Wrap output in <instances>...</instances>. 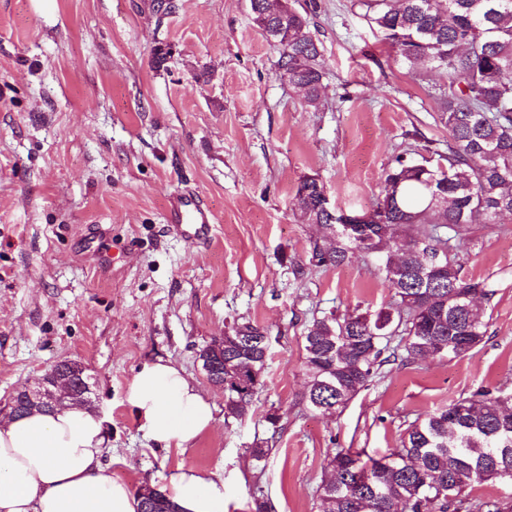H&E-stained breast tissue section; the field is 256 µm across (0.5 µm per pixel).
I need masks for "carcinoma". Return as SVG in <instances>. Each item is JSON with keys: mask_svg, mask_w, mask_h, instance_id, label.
<instances>
[{"mask_svg": "<svg viewBox=\"0 0 512 512\" xmlns=\"http://www.w3.org/2000/svg\"><path fill=\"white\" fill-rule=\"evenodd\" d=\"M253 22L280 53L288 82L308 101L320 97L324 69L307 15L287 0H249ZM371 23L411 67L446 73L440 120L448 128L441 162L395 158L383 174L384 196L357 234L322 206L324 185L303 179L296 206L324 230L314 244L319 266L375 254L393 303L313 320L304 341L303 400L321 413L345 408L389 362L427 354L450 359L477 348L486 323L467 296L494 290L468 279L452 241L475 224L512 220V0H360ZM263 328L237 324L213 338L199 358L224 367V416L245 418L269 357ZM512 395L478 390L412 422L401 445L378 459L338 449L321 479L327 512H512L503 500L467 498L490 479L512 482Z\"/></svg>", "mask_w": 512, "mask_h": 512, "instance_id": "cac0c4a2", "label": "carcinoma"}]
</instances>
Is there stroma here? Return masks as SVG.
I'll list each match as a JSON object with an SVG mask.
<instances>
[{"label": "stroma", "mask_w": 512, "mask_h": 512, "mask_svg": "<svg viewBox=\"0 0 512 512\" xmlns=\"http://www.w3.org/2000/svg\"><path fill=\"white\" fill-rule=\"evenodd\" d=\"M312 1L314 103L283 77L249 0H172L169 13L158 0H0V402L58 360L84 362L107 419L103 464L131 490L186 465L223 476L227 512H251L257 485L274 512H323L336 449L378 456L450 401L512 393V229L479 224L454 252L494 291L483 343L382 366L339 413L302 401L313 320L388 306L392 292L376 257L314 264L322 230L300 219L299 184L318 178L331 206L362 214L395 156L448 144L446 74L409 68L358 0L296 6ZM185 189L216 217L208 243L168 226ZM244 322L270 341L249 414L184 450L155 445L125 401L136 371L172 360L223 406L198 353Z\"/></svg>", "instance_id": "35a3bbf8"}]
</instances>
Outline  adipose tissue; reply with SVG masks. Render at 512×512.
Here are the masks:
<instances>
[{
  "label": "adipose tissue",
  "instance_id": "adipose-tissue-1",
  "mask_svg": "<svg viewBox=\"0 0 512 512\" xmlns=\"http://www.w3.org/2000/svg\"><path fill=\"white\" fill-rule=\"evenodd\" d=\"M142 430L163 448H186L217 422L216 406L181 367L146 362L126 390ZM105 419L74 404L0 419V512H139L129 486L102 464ZM160 490L179 512H224V479L179 466Z\"/></svg>",
  "mask_w": 512,
  "mask_h": 512
}]
</instances>
